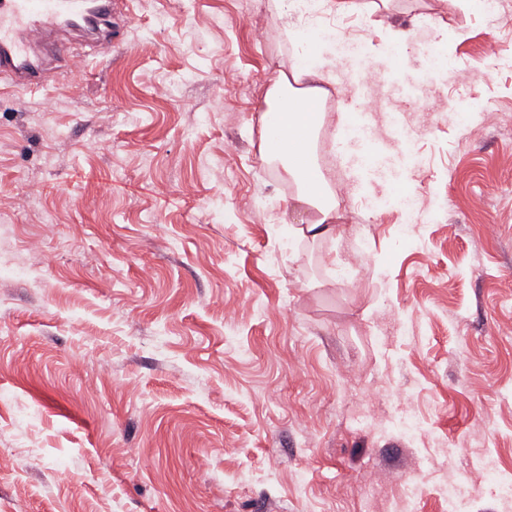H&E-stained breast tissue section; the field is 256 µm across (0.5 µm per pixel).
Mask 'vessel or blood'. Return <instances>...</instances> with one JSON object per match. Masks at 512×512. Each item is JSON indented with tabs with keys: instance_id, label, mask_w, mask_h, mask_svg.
<instances>
[{
	"instance_id": "obj_1",
	"label": "vessel or blood",
	"mask_w": 512,
	"mask_h": 512,
	"mask_svg": "<svg viewBox=\"0 0 512 512\" xmlns=\"http://www.w3.org/2000/svg\"><path fill=\"white\" fill-rule=\"evenodd\" d=\"M66 19L80 21L84 37L106 49L112 33L123 28L125 14L115 0H97L92 16L85 0H0V83L24 93L54 84L56 75L45 60L68 57Z\"/></svg>"
}]
</instances>
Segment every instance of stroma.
Returning a JSON list of instances; mask_svg holds the SVG:
<instances>
[{
    "instance_id": "35a3bbf8",
    "label": "stroma",
    "mask_w": 512,
    "mask_h": 512,
    "mask_svg": "<svg viewBox=\"0 0 512 512\" xmlns=\"http://www.w3.org/2000/svg\"><path fill=\"white\" fill-rule=\"evenodd\" d=\"M350 17L385 107L337 136V63L315 244L258 121L309 15L131 0L81 80L0 90V512H446L440 474L512 472V0Z\"/></svg>"
}]
</instances>
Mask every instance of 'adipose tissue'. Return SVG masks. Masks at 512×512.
Listing matches in <instances>:
<instances>
[{
  "label": "adipose tissue",
  "mask_w": 512,
  "mask_h": 512,
  "mask_svg": "<svg viewBox=\"0 0 512 512\" xmlns=\"http://www.w3.org/2000/svg\"><path fill=\"white\" fill-rule=\"evenodd\" d=\"M334 56L316 53L297 61L290 75L280 76L267 90L266 109L281 107L283 101L298 104L318 103L326 95L325 86L334 80ZM290 126L305 129V139L288 138L269 161L279 163L297 187L291 206L285 213L293 235L313 241L333 236L340 200L317 164V140L323 122L322 112L290 113Z\"/></svg>",
  "instance_id": "obj_1"
}]
</instances>
